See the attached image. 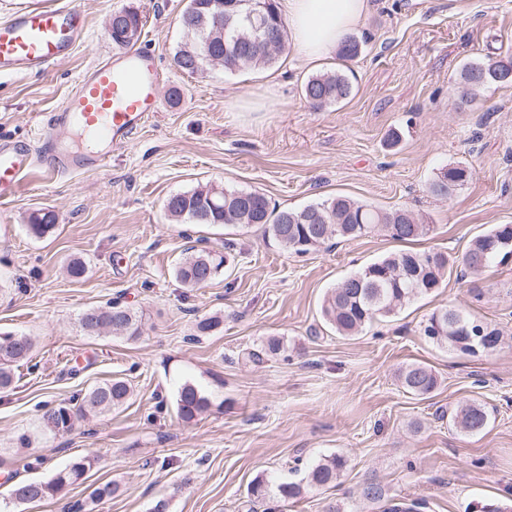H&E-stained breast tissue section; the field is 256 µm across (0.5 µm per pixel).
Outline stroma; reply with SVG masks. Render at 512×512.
Returning <instances> with one entry per match:
<instances>
[{
    "label": "stroma",
    "instance_id": "obj_1",
    "mask_svg": "<svg viewBox=\"0 0 512 512\" xmlns=\"http://www.w3.org/2000/svg\"><path fill=\"white\" fill-rule=\"evenodd\" d=\"M187 0H0V21L22 5L75 7L85 32L65 57L36 74L0 76V137L37 140L80 75L114 53L110 16L138 10L139 49L160 67V110L97 172L50 176L34 166L17 197L0 205V333L35 346L0 393V512H379L359 495L379 483L387 498L416 499L422 512H481L512 505V261L479 275L449 274L435 292L396 315L340 336L321 315L324 295L402 245L386 232L329 243L296 256L262 229L172 224L167 198L207 184L264 193L280 209L336 196L384 210L406 208L433 230L414 242L449 257L496 224H512V84L487 87L460 104L457 79L474 60L512 54V0H368L352 33L358 57L338 54L304 66L286 46L266 68L223 67L190 75L173 55ZM343 71L351 96L316 111L302 97L314 71ZM401 141L390 146L392 132ZM472 175L447 198L426 187L456 164ZM54 212L56 227L35 238L32 213ZM227 250L229 265L192 289L174 275L188 248ZM79 260L86 272L69 276ZM118 301L142 312L138 338L86 335L78 318ZM453 306L500 329L498 347L462 357L430 343L420 325ZM221 329L192 341L196 319ZM278 336L284 350L255 365L246 349ZM432 367L438 388L404 392L399 370ZM121 377L132 397L64 434L42 430L41 409L72 401ZM193 382L209 410L186 422L180 386ZM484 405L488 427L449 425L464 402ZM96 461L79 484L19 506L9 481L49 480L75 458ZM343 455L338 485L306 488L295 500L253 503L258 476L304 484L323 458ZM119 492L91 501L93 488Z\"/></svg>",
    "mask_w": 512,
    "mask_h": 512
}]
</instances>
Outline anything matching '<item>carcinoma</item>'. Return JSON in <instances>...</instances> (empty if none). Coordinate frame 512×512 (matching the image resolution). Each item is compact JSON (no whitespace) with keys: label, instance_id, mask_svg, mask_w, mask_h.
Returning a JSON list of instances; mask_svg holds the SVG:
<instances>
[{"label":"carcinoma","instance_id":"carcinoma-1","mask_svg":"<svg viewBox=\"0 0 512 512\" xmlns=\"http://www.w3.org/2000/svg\"><path fill=\"white\" fill-rule=\"evenodd\" d=\"M236 3V14L224 19L222 27L196 24L212 14L210 0H188L180 15L183 39L174 53V63L189 74L204 73L207 65L205 51L223 57L226 72L263 68L275 63L279 53H271L255 46L257 32L247 12L256 13L261 21L276 34L280 48L286 45V21L278 11L276 0H227ZM142 33L137 11L126 9L112 14V43L118 47L134 45ZM512 83V56L487 57L466 65L459 75L462 88L460 101L467 104L475 91L491 84ZM303 97L314 109L337 104L352 93L349 77L339 71L311 76L303 85ZM471 170L456 165L440 171L428 184L427 191L436 197H450L456 188L466 182ZM165 211L173 224H223L240 229L252 226L263 228L265 235L286 251L296 255L314 252L332 239L352 240L367 236L379 229L399 242H416L432 231V225L422 224L407 209L383 211L371 204L349 198L335 197L311 203L299 209L279 210L271 205L265 194L205 185L176 193L165 203ZM56 217L51 212L36 213L30 217L28 231L42 238L54 231ZM512 256V224H497L486 233L475 237L466 251L453 261L441 251H399L384 256L356 271L330 289L323 301L324 320L341 336H353L381 317L396 314L412 299L429 294L441 287L448 271L460 263L466 271L479 275L492 263L505 262ZM227 255L206 249L196 250L175 268L176 278L187 288H204L226 268ZM223 317L212 315L196 322V336H205L221 328ZM82 330L89 336H98L104 330L116 336L135 339L140 336L142 315L125 305L112 303L106 307H89L80 316ZM420 333L430 342L444 346L461 355L476 356L490 352L502 340L501 331L454 307L435 310L420 326ZM284 348L283 339L270 336L260 346L245 353L247 361L260 364ZM33 343L30 337L7 333L0 337V391L9 390L14 383V367L31 357ZM398 381L402 389L414 396L432 393L439 380L435 371L423 363H411L400 370ZM130 396V385L115 377L95 385L76 403H61L44 411L41 422L54 434L67 433L75 421L87 415H102L124 405ZM209 399L193 383L181 385L176 397L180 417L192 421L204 414ZM489 417L482 404L466 402L449 416V422L467 433H478L486 428ZM92 459L84 456L51 480L22 481L10 488V497L18 505L40 502L57 494L62 488L84 479ZM346 467L341 455H331L314 465L309 473V486L328 487L336 484ZM301 486L295 482L274 483L263 477L254 478L247 487L253 502L274 499L289 500L301 495ZM364 499L381 504L383 512H420L417 501H396L385 498L383 488L376 482H367L361 489Z\"/></svg>","mask_w":512,"mask_h":512}]
</instances>
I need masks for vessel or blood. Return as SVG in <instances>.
<instances>
[{"label": "vessel or blood", "mask_w": 512, "mask_h": 512, "mask_svg": "<svg viewBox=\"0 0 512 512\" xmlns=\"http://www.w3.org/2000/svg\"><path fill=\"white\" fill-rule=\"evenodd\" d=\"M84 28L82 15L69 6L14 10L0 23V74L35 72L65 56ZM160 69L149 52L129 49L86 69L65 104L48 116L55 131L73 129L90 135L95 149L75 147L58 136L48 150L0 143V202L12 199L33 162L49 173L92 172L103 167L115 149L129 142L149 116L160 109Z\"/></svg>", "instance_id": "obj_1"}]
</instances>
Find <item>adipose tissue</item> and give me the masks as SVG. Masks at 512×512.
<instances>
[{"label": "adipose tissue", "instance_id": "adipose-tissue-1", "mask_svg": "<svg viewBox=\"0 0 512 512\" xmlns=\"http://www.w3.org/2000/svg\"><path fill=\"white\" fill-rule=\"evenodd\" d=\"M292 43L303 62L334 52L363 17L367 0H279Z\"/></svg>", "mask_w": 512, "mask_h": 512}]
</instances>
